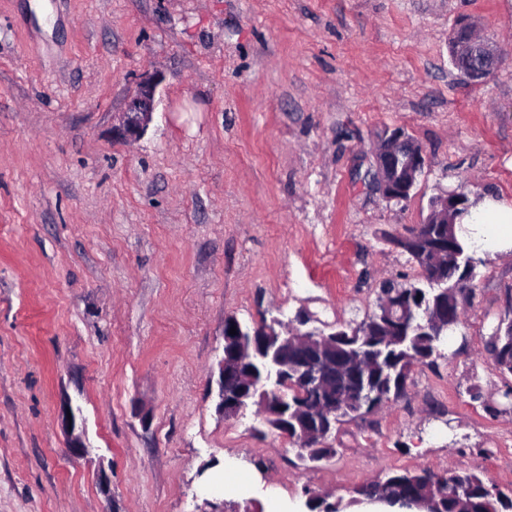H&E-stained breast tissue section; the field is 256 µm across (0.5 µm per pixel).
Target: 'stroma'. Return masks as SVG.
Returning <instances> with one entry per match:
<instances>
[{"label":"stroma","instance_id":"stroma-1","mask_svg":"<svg viewBox=\"0 0 512 512\" xmlns=\"http://www.w3.org/2000/svg\"><path fill=\"white\" fill-rule=\"evenodd\" d=\"M0 0V512H307L391 468L512 487V387L487 348L512 252L477 259L458 328L407 394L304 467L253 410L224 418V321L361 320L422 271L387 242L458 190L512 205V0ZM499 51L451 64L460 18ZM157 80L145 134L119 131ZM399 126L410 197L361 177ZM92 451L65 454L64 401ZM225 460L222 473L208 469Z\"/></svg>","mask_w":512,"mask_h":512}]
</instances>
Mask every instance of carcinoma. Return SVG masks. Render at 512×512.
<instances>
[{
	"label": "carcinoma",
	"mask_w": 512,
	"mask_h": 512,
	"mask_svg": "<svg viewBox=\"0 0 512 512\" xmlns=\"http://www.w3.org/2000/svg\"><path fill=\"white\" fill-rule=\"evenodd\" d=\"M388 242L407 254L423 271L425 284L385 281L380 285L375 308L359 322H349L334 328L336 357L359 359V378L349 383L344 377L325 389L307 390L299 396L293 387L283 388L282 405L293 414L300 405L318 410L331 397H336V416L324 421V435L328 436L345 419H355L374 413L383 406L404 398L407 379L418 364L434 365L441 357V346L448 333L462 322L431 325L426 315L449 303L448 291L453 289L466 259L471 257L468 246L458 238L455 230L446 224H424L417 238L402 242L397 236ZM444 248L440 266L427 263L435 248ZM258 326L241 324L229 317L224 322V334L236 328L235 338L256 342L241 363L242 371L262 380L265 378L271 342L260 337ZM333 448L303 449L298 458L305 463H318L333 457ZM379 502L389 506L405 502L423 503L427 512H512V489L504 492L489 485L476 472L461 469L438 473L430 468L396 469L383 478L362 484L353 491L348 505ZM308 512H341V501L309 495L305 501Z\"/></svg>",
	"instance_id": "1"
}]
</instances>
